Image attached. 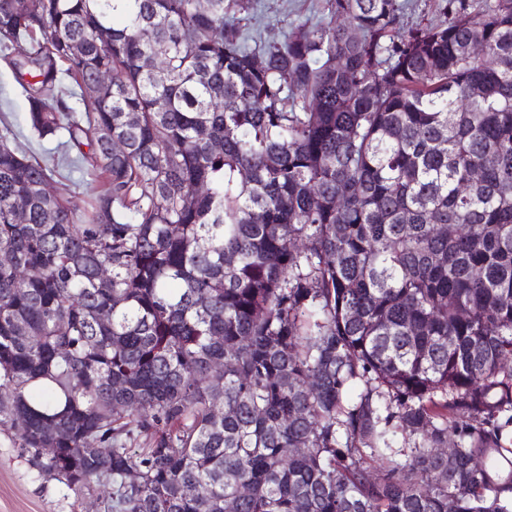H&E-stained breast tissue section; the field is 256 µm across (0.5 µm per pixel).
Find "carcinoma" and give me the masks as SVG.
Masks as SVG:
<instances>
[{
    "label": "carcinoma",
    "mask_w": 512,
    "mask_h": 512,
    "mask_svg": "<svg viewBox=\"0 0 512 512\" xmlns=\"http://www.w3.org/2000/svg\"><path fill=\"white\" fill-rule=\"evenodd\" d=\"M450 2L264 42L255 0H0L28 128L103 181L45 193L0 129V436L41 476L105 512H512V0Z\"/></svg>",
    "instance_id": "1"
}]
</instances>
